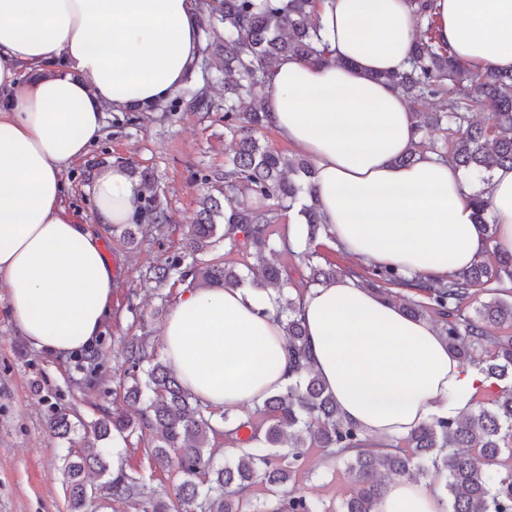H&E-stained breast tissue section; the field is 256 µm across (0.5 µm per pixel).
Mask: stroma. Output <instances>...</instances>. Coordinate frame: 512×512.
<instances>
[{"label":"stroma","mask_w":512,"mask_h":512,"mask_svg":"<svg viewBox=\"0 0 512 512\" xmlns=\"http://www.w3.org/2000/svg\"><path fill=\"white\" fill-rule=\"evenodd\" d=\"M233 146L220 112L182 106L141 113L130 124L123 113L110 111L105 137L68 171L64 206L81 223L94 221L90 176L111 161L153 174L165 221L131 245L103 231L116 286L112 317L91 352L58 358L33 348L13 324L0 291V512H67L60 472L67 445L51 432L49 418L62 410L71 420L89 422L127 410L119 388L124 344L141 336L160 344L164 318L184 292L180 284L153 289L144 281L145 271L184 254L201 197L224 186V164ZM127 472L156 497L172 496L181 481L176 471L152 470L139 449L129 451ZM288 488L336 507L355 485L345 465L311 448Z\"/></svg>","instance_id":"obj_1"}]
</instances>
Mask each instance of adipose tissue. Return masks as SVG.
Segmentation results:
<instances>
[{"mask_svg": "<svg viewBox=\"0 0 512 512\" xmlns=\"http://www.w3.org/2000/svg\"><path fill=\"white\" fill-rule=\"evenodd\" d=\"M410 0H324L333 58L288 57L263 100L273 130L314 164L338 246L377 268L444 278L486 249L512 254V169L486 187L487 240L461 170L396 159L419 134L388 73L406 69ZM433 29L457 58L512 70V0H434ZM200 42L196 0H0V287L37 350L91 351L112 312L115 274L96 233L64 208L67 169L100 138L105 114L149 108L186 82ZM94 219L128 224L140 191L121 164L94 171ZM267 295L188 289L168 313L164 356L203 404L239 408L283 391L286 341ZM301 318L313 368L345 418L372 437L454 415L485 385L429 322L341 278L310 289ZM434 485L394 478L376 512H446Z\"/></svg>", "mask_w": 512, "mask_h": 512, "instance_id": "obj_1", "label": "adipose tissue"}]
</instances>
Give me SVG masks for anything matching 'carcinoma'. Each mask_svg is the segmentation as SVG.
Instances as JSON below:
<instances>
[{
    "instance_id": "1",
    "label": "carcinoma",
    "mask_w": 512,
    "mask_h": 512,
    "mask_svg": "<svg viewBox=\"0 0 512 512\" xmlns=\"http://www.w3.org/2000/svg\"><path fill=\"white\" fill-rule=\"evenodd\" d=\"M412 2L417 4L415 21L426 26L413 41L407 69L381 79L415 103L433 102L434 111L413 113L416 127L430 125L446 132V150L440 157L466 171L478 186L470 203L476 223L491 239L495 225L484 186L495 168H512V71L474 68L452 56L432 33L433 0ZM320 4L322 0H198L202 20L217 18L224 24V98L216 100L201 88L191 89L151 111L173 112L185 104L200 112H224V128L236 137L234 156L224 166V190L231 203L224 207L211 195L203 200L186 243L192 263L184 268L181 258L173 257L150 267L147 280L156 286L172 280L188 288L243 287L247 276L234 267L204 263L198 256L221 241L230 253L263 255L272 248V226L282 209H297L308 243L329 235L311 162L289 159L256 137L268 128L266 111L256 101L261 88L269 87L276 63L283 57L310 63L331 60L318 24ZM476 113L486 114L485 121H475ZM428 149L420 139L398 163L410 165L424 158ZM140 187L143 206L133 223L112 227L130 244L137 234L165 220L148 174L140 175ZM223 223L235 225L236 233L224 231ZM306 256L307 272L298 284H293L288 267L270 263L263 265L254 282L270 293L274 318L287 340L294 380L285 391L265 398L251 412L212 409L184 387L147 338L129 343L120 386L133 411L80 423L84 437L93 439L95 447L82 454L70 448L62 455L68 512H88L99 492L123 512H330L293 492L259 506L244 498L257 482L268 488L287 485L304 464L307 449L314 447L344 461L356 483L355 493L337 512H375L387 480L417 478L413 456L444 486L451 512H512V472L494 484L487 474V465L499 461L502 449L512 447V299L505 298L512 291V255L495 253L492 262L482 255L466 270L433 280L369 266L342 269L330 263L324 268L314 263V253ZM342 277L388 299L398 290L422 297L403 311L433 322L460 362L502 382L490 406L474 396L469 411L434 417L394 440H373L344 419L312 369L300 319L304 292ZM483 291L489 299L474 315H466V306ZM49 427L61 439L76 432L69 414L62 411L52 415ZM244 429L250 430V447L238 449L224 465H214L220 442L236 444ZM112 436L147 442L156 467L181 473L175 499H147L137 478L112 476L109 449L101 446ZM469 448L476 454L467 452ZM90 471L106 480L98 486L88 483Z\"/></svg>"
}]
</instances>
